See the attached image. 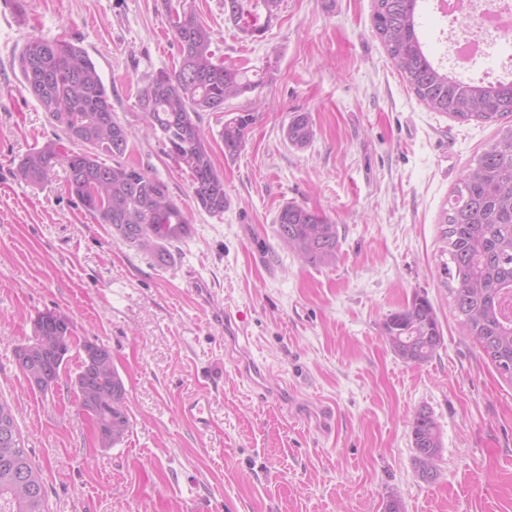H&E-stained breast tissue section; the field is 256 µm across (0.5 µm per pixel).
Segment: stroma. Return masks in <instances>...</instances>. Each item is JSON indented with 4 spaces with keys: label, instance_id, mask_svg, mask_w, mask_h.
Wrapping results in <instances>:
<instances>
[{
    "label": "stroma",
    "instance_id": "1",
    "mask_svg": "<svg viewBox=\"0 0 512 512\" xmlns=\"http://www.w3.org/2000/svg\"><path fill=\"white\" fill-rule=\"evenodd\" d=\"M226 62L256 71L251 94L203 113L200 126L230 204L199 209L187 174L145 135L137 89L179 60L165 0H0V398L41 469L48 512H512V384L462 334L441 276V209L492 142L495 126L431 112L394 69L372 23L373 0H283L259 37L224 0H187ZM419 34L450 64L439 0H418ZM82 47L134 134L132 160L167 183L189 235L166 267L112 236L67 187L22 180L17 162L61 138L25 90L15 59L26 37ZM249 112L244 149L218 133ZM313 137L292 146V116ZM325 213L336 262L302 264L275 235L280 208ZM432 304L444 342L408 365L383 322L414 296ZM54 311L77 341L112 353L131 428L97 447L69 377L30 389L14 347ZM238 340L224 343L221 312ZM210 398L209 429L180 411ZM433 412L443 448L435 481L415 466L410 422ZM313 136L309 116L305 113L292 117L286 128V139L295 147L306 146Z\"/></svg>",
    "mask_w": 512,
    "mask_h": 512
}]
</instances>
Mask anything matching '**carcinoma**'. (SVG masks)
Instances as JSON below:
<instances>
[{"mask_svg": "<svg viewBox=\"0 0 512 512\" xmlns=\"http://www.w3.org/2000/svg\"><path fill=\"white\" fill-rule=\"evenodd\" d=\"M282 0H224V14L249 37L262 35ZM417 0H374L373 25L394 67L418 99L433 112L454 120L498 125L493 141L474 158L443 208L440 223L448 256L445 284L463 332L472 337L499 376L512 383V80L485 85L465 82L429 59L416 19ZM168 26L180 49L172 70H160L137 90L145 133L162 143L166 155L190 178L197 207L224 214L229 200L201 127L203 112H222L224 103L250 94L261 84L248 71L229 65L212 49L214 33L186 0L168 8ZM24 87L73 148L47 142L26 152L17 172L38 186L64 166L67 186L84 209L112 226L117 240L170 263L166 243L187 235L191 220L158 176L129 162L133 133L123 125L96 65L81 47L65 40L29 36L18 55ZM250 115L224 120L219 137L224 155L245 146ZM313 136L309 116L292 117L286 139L306 146ZM275 234L298 259L311 266L336 262L338 226L327 216L287 203L275 220ZM46 311L33 322V336L14 348V357L31 388L46 393L65 371L75 347L73 333ZM384 339L403 363L429 362L443 344L430 302L416 296L383 322ZM84 353L71 379L81 410L101 428L96 441L112 448L130 429L124 382L103 344L80 345ZM415 465L421 479L438 475L442 448L433 412L418 411L411 421ZM45 487L16 428L15 414L0 400V512H46Z\"/></svg>", "mask_w": 512, "mask_h": 512, "instance_id": "carcinoma-1", "label": "carcinoma"}]
</instances>
